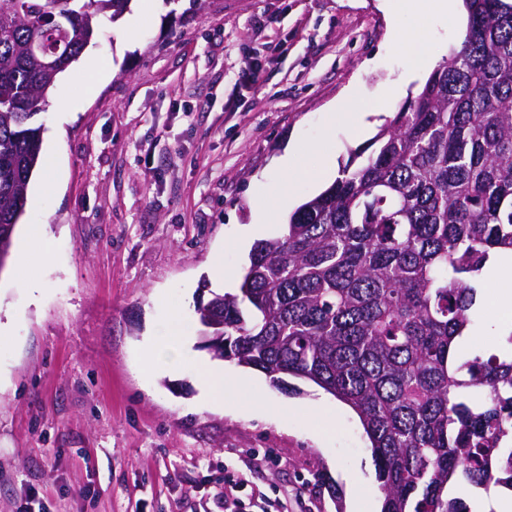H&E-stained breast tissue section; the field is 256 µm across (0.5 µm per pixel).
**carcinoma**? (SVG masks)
I'll use <instances>...</instances> for the list:
<instances>
[{
  "label": "carcinoma",
  "mask_w": 512,
  "mask_h": 512,
  "mask_svg": "<svg viewBox=\"0 0 512 512\" xmlns=\"http://www.w3.org/2000/svg\"><path fill=\"white\" fill-rule=\"evenodd\" d=\"M131 0H0V271L40 160L36 117ZM461 44L336 181L212 292L224 361L308 380L358 414L381 512H471L448 485L512 490V330L463 352L490 254L512 257V0H464ZM220 326H214V323Z\"/></svg>",
  "instance_id": "carcinoma-1"
}]
</instances>
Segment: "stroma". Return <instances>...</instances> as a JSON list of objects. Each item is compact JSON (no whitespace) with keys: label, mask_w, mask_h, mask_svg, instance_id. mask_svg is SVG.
Instances as JSON below:
<instances>
[{"label":"stroma","mask_w":512,"mask_h":512,"mask_svg":"<svg viewBox=\"0 0 512 512\" xmlns=\"http://www.w3.org/2000/svg\"><path fill=\"white\" fill-rule=\"evenodd\" d=\"M130 11L151 18L132 34L123 19L102 26L39 117L54 166L33 175L11 253L40 224L44 258L0 270V512H351L355 498L380 512L359 418L319 387L289 393L228 361L246 394L202 403L196 363L210 354L195 308L239 286L243 228L272 190L298 204L321 192L278 169L288 145L297 169L344 166L368 138L330 126L331 109L352 92L364 111L393 114L423 85L404 79V40L439 63L466 21L393 18L379 0H133ZM172 309L192 334L183 370L145 375ZM499 309L487 293L472 353L501 344Z\"/></svg>","instance_id":"obj_1"}]
</instances>
